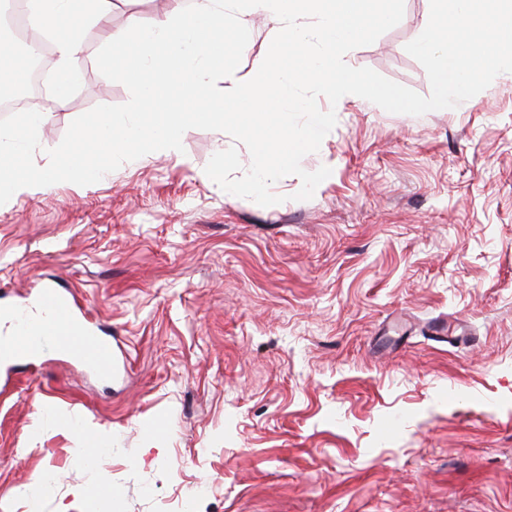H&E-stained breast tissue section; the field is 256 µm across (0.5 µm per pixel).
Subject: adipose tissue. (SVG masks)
Here are the masks:
<instances>
[{
    "label": "adipose tissue",
    "mask_w": 512,
    "mask_h": 512,
    "mask_svg": "<svg viewBox=\"0 0 512 512\" xmlns=\"http://www.w3.org/2000/svg\"><path fill=\"white\" fill-rule=\"evenodd\" d=\"M74 4L79 7L82 24L87 25L97 23L106 14L111 0H29L28 2L34 23L53 37L54 50L58 59L56 76L66 84L65 89L57 93V100L61 103L67 99V86L73 85L76 80L73 62L83 50L77 30H70L64 35L59 32L62 20Z\"/></svg>",
    "instance_id": "1"
}]
</instances>
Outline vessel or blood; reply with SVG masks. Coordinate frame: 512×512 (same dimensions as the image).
Wrapping results in <instances>:
<instances>
[{
    "label": "vessel or blood",
    "mask_w": 512,
    "mask_h": 512,
    "mask_svg": "<svg viewBox=\"0 0 512 512\" xmlns=\"http://www.w3.org/2000/svg\"><path fill=\"white\" fill-rule=\"evenodd\" d=\"M0 368L34 361L47 350L69 354L90 372L109 378L115 361L110 338L92 324L74 297L59 288L41 289L25 308H0Z\"/></svg>",
    "instance_id": "obj_1"
}]
</instances>
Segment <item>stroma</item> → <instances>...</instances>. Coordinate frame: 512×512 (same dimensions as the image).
I'll use <instances>...</instances> for the list:
<instances>
[{"mask_svg":"<svg viewBox=\"0 0 512 512\" xmlns=\"http://www.w3.org/2000/svg\"><path fill=\"white\" fill-rule=\"evenodd\" d=\"M167 0H114L82 27L79 83L44 114L34 155L128 89L95 56L130 16ZM429 0L348 55L420 95L405 46ZM273 33L252 19L249 80ZM304 170L330 176L306 201L298 176L263 207L207 177L237 147L197 128L180 157L149 153L97 183L28 190L0 205V307L43 284L71 291L127 360L112 381L48 354L0 376V512H512V78L467 106L393 114L355 95ZM439 320L465 341L438 339ZM112 444L85 463L81 451Z\"/></svg>","mask_w":512,"mask_h":512,"instance_id":"stroma-1","label":"stroma"}]
</instances>
